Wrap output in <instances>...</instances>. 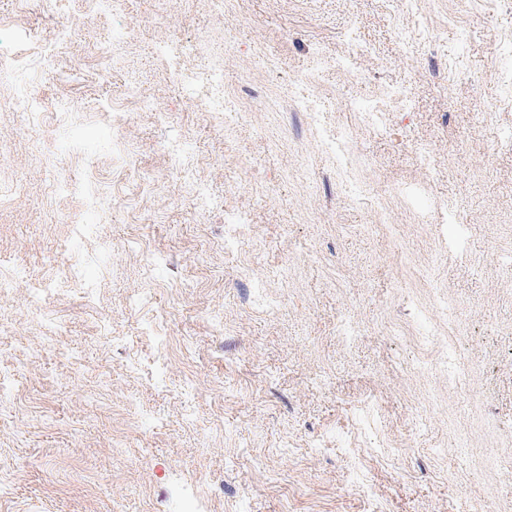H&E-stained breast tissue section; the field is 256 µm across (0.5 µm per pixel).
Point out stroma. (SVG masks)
<instances>
[{"mask_svg": "<svg viewBox=\"0 0 512 512\" xmlns=\"http://www.w3.org/2000/svg\"><path fill=\"white\" fill-rule=\"evenodd\" d=\"M166 41L201 45L185 67L222 68L229 123L156 54ZM509 41L512 0H123L102 16L85 0L62 14L0 0V51L24 64L21 90L0 86V280L14 282L0 300V512H512V464H482L512 452ZM316 46L348 70L309 75ZM396 84L410 111L386 135L360 127L354 106ZM301 89L327 132L351 129L363 199L293 110ZM79 125L93 130L83 148L61 150ZM172 125L190 145L183 169L165 148ZM421 146L434 169L417 165ZM57 177L91 181L93 207L54 194ZM401 183L421 186L416 202ZM230 209L252 224L233 249ZM76 217L93 227L80 240ZM457 224L462 256L444 246ZM100 253L83 296L69 270ZM256 278L275 311L252 305ZM45 281L53 292L30 307ZM440 290L465 323L455 391L412 369L445 347L421 340ZM345 311L360 324L350 343Z\"/></svg>", "mask_w": 512, "mask_h": 512, "instance_id": "obj_1", "label": "stroma"}]
</instances>
